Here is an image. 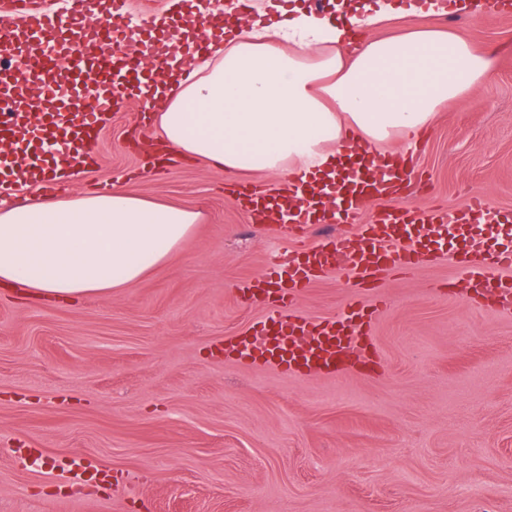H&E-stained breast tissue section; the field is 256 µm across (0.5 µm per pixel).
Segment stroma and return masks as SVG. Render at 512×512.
Returning a JSON list of instances; mask_svg holds the SVG:
<instances>
[{
    "instance_id": "obj_1",
    "label": "stroma",
    "mask_w": 512,
    "mask_h": 512,
    "mask_svg": "<svg viewBox=\"0 0 512 512\" xmlns=\"http://www.w3.org/2000/svg\"><path fill=\"white\" fill-rule=\"evenodd\" d=\"M395 11L383 35L443 28L493 59L471 96L417 142L420 208L483 193L512 210V13L483 21ZM135 108L117 113L67 194L92 184L203 215L178 255L140 282L76 304L0 287V512H512V315L471 306L459 247L377 291L326 273L299 307L333 316L383 296L381 368L283 376L225 356L265 303L237 285L262 273L277 225L252 227L206 161L126 182L143 161ZM85 459L109 483L72 486Z\"/></svg>"
}]
</instances>
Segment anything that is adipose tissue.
I'll return each instance as SVG.
<instances>
[{
    "instance_id": "obj_1",
    "label": "adipose tissue",
    "mask_w": 512,
    "mask_h": 512,
    "mask_svg": "<svg viewBox=\"0 0 512 512\" xmlns=\"http://www.w3.org/2000/svg\"><path fill=\"white\" fill-rule=\"evenodd\" d=\"M386 8L354 13L366 34L311 12L270 28L239 21L233 39L210 44L213 61L172 67L142 94L158 108L161 136L186 158L218 170L308 176L336 152L381 155L429 131L440 108L471 93L491 61L460 35L417 26L379 30ZM200 212L115 191L49 203L0 199V286L73 303L139 282L178 253Z\"/></svg>"
}]
</instances>
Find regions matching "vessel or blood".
<instances>
[{
    "mask_svg": "<svg viewBox=\"0 0 512 512\" xmlns=\"http://www.w3.org/2000/svg\"><path fill=\"white\" fill-rule=\"evenodd\" d=\"M68 11L39 8L37 0H0V9L23 14L21 30H0V87L16 72L41 83L57 69L68 73V93L104 86L110 93L103 103L91 102L80 112L64 118L48 113L27 123L14 105L0 102V142L22 152L28 166L18 176L0 167V192L8 194L28 185H38L47 196H57L60 182L46 179L53 156L44 145L55 138L69 144L70 167L85 165L87 146L96 142L114 113L125 110L135 99L142 74L140 58L119 56L115 47L131 38L132 17L121 0H100L98 13H91L87 0H70ZM194 0H175L176 8L164 17L148 16L144 41L169 46L179 26L192 17ZM322 178L285 183L275 192L256 184L238 185L235 194L251 223L272 220L283 199L296 197L300 204L288 213L282 233L299 235L308 224H332L334 209L321 201ZM420 188L411 179L403 160L359 154L348 178L336 189L345 218L364 212L373 201L404 200V207L382 212L375 223L356 225L354 230L301 247L284 243L275 262L242 285L243 293L266 299L264 316L244 336L225 340V350L243 359L261 360L283 375L316 374L335 377L344 373L355 352L370 348L371 311L360 298H353L333 317L312 318L299 314L296 305L306 288L322 274L333 271L358 283H370L379 273L409 271L444 250L448 238L465 242L459 262L469 279L467 300L480 304L493 297L499 310L512 312V210L489 204L481 194L471 195L464 210L448 213L433 207L411 205ZM496 224L502 235L487 244L473 233L474 224Z\"/></svg>",
    "mask_w": 512,
    "mask_h": 512,
    "instance_id": "b4317fda",
    "label": "vessel or blood"
}]
</instances>
